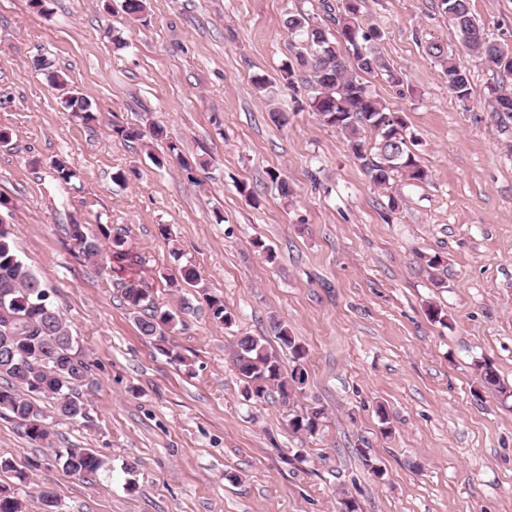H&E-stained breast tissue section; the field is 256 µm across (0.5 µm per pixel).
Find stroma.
Wrapping results in <instances>:
<instances>
[{
  "label": "stroma",
  "mask_w": 512,
  "mask_h": 512,
  "mask_svg": "<svg viewBox=\"0 0 512 512\" xmlns=\"http://www.w3.org/2000/svg\"><path fill=\"white\" fill-rule=\"evenodd\" d=\"M471 10L512 51V0H471ZM291 13L332 27L320 0H146L138 17L122 0H0V127L10 133L0 221L93 378L84 419L53 416L41 399L53 448L0 416V458L26 473L0 472V484L30 512H41V490L58 512H339L345 498L358 512H512V397L482 388L474 371L489 361L512 387V117L493 112L489 95L512 90V74L466 48L435 0H360L403 83L360 79L404 119L428 173L416 183L395 173L381 189L307 91L283 80V63L305 50L284 25ZM432 42L465 70L468 100L449 91ZM67 87L88 97L95 122L63 108ZM275 110L287 123L272 121ZM116 125L164 136L126 141ZM172 145L194 168L153 164ZM58 156L76 173L70 183L50 166ZM74 222L91 236L110 225L132 262L100 272L70 240ZM187 264L198 284L170 288ZM131 282L160 307L189 302L166 341L140 334L122 294ZM210 296L232 326L213 319ZM276 319L304 345L308 380L286 399L247 397L238 337L263 338L292 366ZM313 406L324 410L317 433H292L289 418ZM70 445L99 450L109 471L65 473L54 450Z\"/></svg>",
  "instance_id": "stroma-1"
}]
</instances>
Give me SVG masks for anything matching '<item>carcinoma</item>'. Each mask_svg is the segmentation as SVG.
Returning a JSON list of instances; mask_svg holds the SVG:
<instances>
[{
	"label": "carcinoma",
	"mask_w": 512,
	"mask_h": 512,
	"mask_svg": "<svg viewBox=\"0 0 512 512\" xmlns=\"http://www.w3.org/2000/svg\"><path fill=\"white\" fill-rule=\"evenodd\" d=\"M437 8L451 18L466 47L495 67L512 73V57L487 39L474 19L470 0H438ZM322 9L336 25V31L348 37L345 44L358 70L383 71L391 82H400L398 74L375 51L380 33L362 27L356 4L347 0H336L334 4L322 0ZM285 26L290 33L304 38L307 53L299 57V65L306 72L300 85H295V71L290 66L284 68V79L294 90L301 87L309 91L310 107L323 124L344 135L374 184L387 187L396 171L405 173L410 180H425L427 171L416 160L413 136L406 133L403 119L387 111L360 82L338 52L336 42L328 37V31L311 25L302 14L289 15ZM428 52L447 76L449 90L462 101L469 99L470 82L456 59L438 42L429 44ZM62 105L71 112L82 113L87 121L96 120L87 98L78 92L71 93ZM368 129L378 133L370 152L363 141ZM99 232L100 235L90 237L82 224H71L68 230L84 259L104 270L114 258H129L124 239L112 234L109 225H99ZM12 236L10 226L0 221V415H7L22 426L31 441L50 445L52 432L39 405L40 397H51L55 413L61 418H85L87 405L78 388L89 381L90 364L70 325L50 299L49 289L16 254ZM123 294L140 333L149 339L163 342L167 333L182 323L177 312L159 307L147 288L131 283L123 288ZM208 306L214 319L232 325L233 314L224 307V301L211 297ZM273 329L292 356L290 370H283L278 358L266 350L263 339L254 336L237 339L234 367L248 395L262 399L272 387L286 400L291 391L302 388L308 379L302 363L305 350L284 322H273ZM476 371L485 388L507 394V388L489 362H477ZM322 415V409L308 408L293 415L288 425L294 434L314 435ZM54 453L63 470L73 476L90 477L107 465L106 457L92 448H57ZM25 509L24 500L1 484L0 512H25Z\"/></svg>",
	"instance_id": "obj_1"
}]
</instances>
